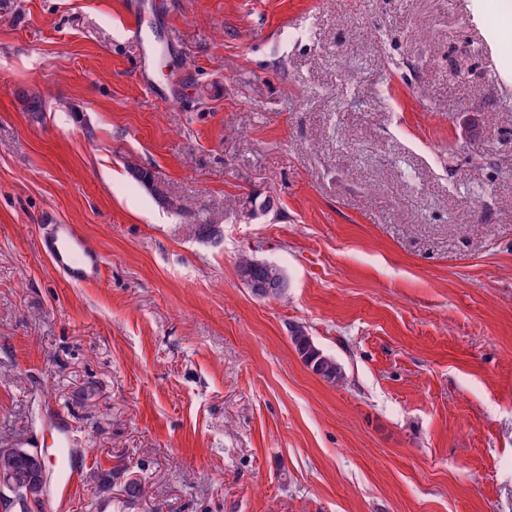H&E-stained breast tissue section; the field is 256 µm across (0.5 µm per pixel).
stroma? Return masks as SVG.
Returning <instances> with one entry per match:
<instances>
[{"mask_svg": "<svg viewBox=\"0 0 512 512\" xmlns=\"http://www.w3.org/2000/svg\"><path fill=\"white\" fill-rule=\"evenodd\" d=\"M19 2L0 448L54 455L67 416L92 457L70 512H120L133 478L129 512H512V0ZM46 212L102 252L99 283L53 269ZM243 255L287 293L256 298ZM127 169L132 178L149 191L157 200L169 206H173L165 194L162 183H160L159 186L153 185L157 180L156 173L153 170L139 166L134 162L127 163ZM290 333L292 346L309 370L327 383L342 382L344 378L342 366L334 357L325 353L302 326H292Z\"/></svg>", "mask_w": 512, "mask_h": 512, "instance_id": "obj_1", "label": "stroma"}]
</instances>
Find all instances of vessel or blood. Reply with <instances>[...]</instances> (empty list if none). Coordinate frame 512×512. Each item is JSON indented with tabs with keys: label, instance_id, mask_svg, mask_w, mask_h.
Here are the masks:
<instances>
[{
	"label": "vessel or blood",
	"instance_id": "obj_1",
	"mask_svg": "<svg viewBox=\"0 0 512 512\" xmlns=\"http://www.w3.org/2000/svg\"><path fill=\"white\" fill-rule=\"evenodd\" d=\"M42 224L46 231L39 242L43 253L54 269L62 273L66 281L84 285L98 281L105 264L103 254L70 224L58 223L53 214H43ZM56 454L51 462L58 477L63 495H71L79 487L83 470L82 462L71 454L73 434L70 423L57 418L54 424Z\"/></svg>",
	"mask_w": 512,
	"mask_h": 512
}]
</instances>
